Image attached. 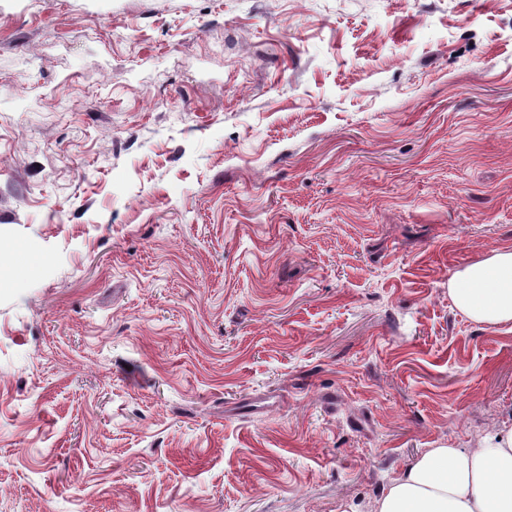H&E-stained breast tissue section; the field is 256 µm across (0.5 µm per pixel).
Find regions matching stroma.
Instances as JSON below:
<instances>
[{
    "label": "stroma",
    "instance_id": "35a3bbf8",
    "mask_svg": "<svg viewBox=\"0 0 512 512\" xmlns=\"http://www.w3.org/2000/svg\"><path fill=\"white\" fill-rule=\"evenodd\" d=\"M507 245L512 0H0V512H371Z\"/></svg>",
    "mask_w": 512,
    "mask_h": 512
}]
</instances>
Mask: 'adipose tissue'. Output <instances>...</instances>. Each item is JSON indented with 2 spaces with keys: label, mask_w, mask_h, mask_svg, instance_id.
<instances>
[{
  "label": "adipose tissue",
  "mask_w": 512,
  "mask_h": 512,
  "mask_svg": "<svg viewBox=\"0 0 512 512\" xmlns=\"http://www.w3.org/2000/svg\"><path fill=\"white\" fill-rule=\"evenodd\" d=\"M448 293L476 323H512V247L458 271ZM375 512H512V422L475 448L427 450L399 472Z\"/></svg>",
  "instance_id": "obj_1"
}]
</instances>
